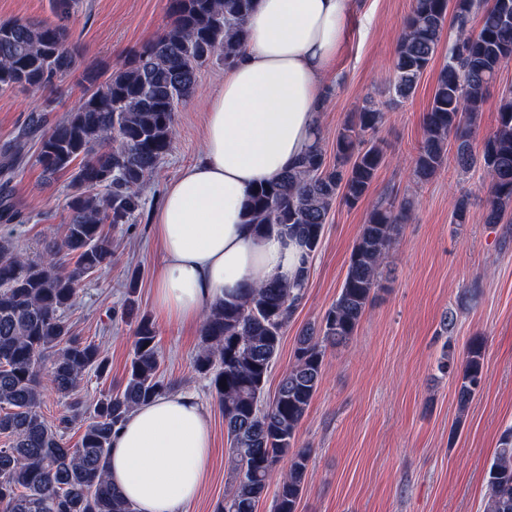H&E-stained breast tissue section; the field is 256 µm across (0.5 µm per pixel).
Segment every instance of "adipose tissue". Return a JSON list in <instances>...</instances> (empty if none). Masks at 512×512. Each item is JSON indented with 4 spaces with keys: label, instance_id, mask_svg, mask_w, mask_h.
<instances>
[{
    "label": "adipose tissue",
    "instance_id": "obj_1",
    "mask_svg": "<svg viewBox=\"0 0 512 512\" xmlns=\"http://www.w3.org/2000/svg\"><path fill=\"white\" fill-rule=\"evenodd\" d=\"M350 10L351 0H257L248 44L209 98L203 153L156 214L155 304L168 320L192 324L251 284L294 279L298 241L282 227L258 233L244 205L316 146ZM210 467L209 419L190 392L138 407L112 436L109 478L137 512H184Z\"/></svg>",
    "mask_w": 512,
    "mask_h": 512
}]
</instances>
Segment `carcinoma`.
<instances>
[{"label":"carcinoma","mask_w":512,"mask_h":512,"mask_svg":"<svg viewBox=\"0 0 512 512\" xmlns=\"http://www.w3.org/2000/svg\"><path fill=\"white\" fill-rule=\"evenodd\" d=\"M55 24L0 21V92L38 91L78 66L79 55L63 20L79 0H50ZM255 0H170L171 25L135 52L120 68H87L82 102L39 140L35 162L53 175L68 172L71 217L59 238L49 239L42 257L19 254L0 238V512H135L112 487L108 469L112 433L139 405L172 391L160 372L153 321L137 320L133 352L117 391L99 393L93 407L78 395L85 375L109 376L101 346L73 335L67 319L78 287L112 262L107 224H131L143 209L142 187L171 153L178 104L197 92L199 69L218 58L232 64L247 43L245 22ZM477 28H472L474 16ZM456 30L430 106L425 138L414 160L418 182L455 160L482 167L490 178L485 198L488 224L512 223V90L502 95L497 127L481 151L472 138L478 113L502 66L512 60V0H413L393 58L389 90L403 101L444 40ZM384 118L374 102L351 114L336 135V163L322 148L296 168L248 196L246 223L259 232L288 225V236L317 252L332 204L356 205L384 164L373 140ZM28 130L0 150V175L13 173L27 158ZM470 195L455 203V223L465 224ZM405 219V206L382 198L371 209L355 242L335 303L319 324L297 336L294 362L271 399L265 386L282 337L309 279L303 262L291 283L276 278L208 308L200 331L195 371L210 381L224 416L231 488L218 512H257L277 463L288 459L278 481L272 512H297L311 449L298 442V429L323 374L326 348L348 344L381 288L382 269ZM483 339L472 338L461 362L443 353L440 369L458 377L457 401L465 409L484 381ZM50 360L53 389L64 400L61 425L41 415V364ZM84 422L80 440L66 445L62 429ZM485 512H512V428L499 439L487 469Z\"/></svg>","instance_id":"obj_1"}]
</instances>
